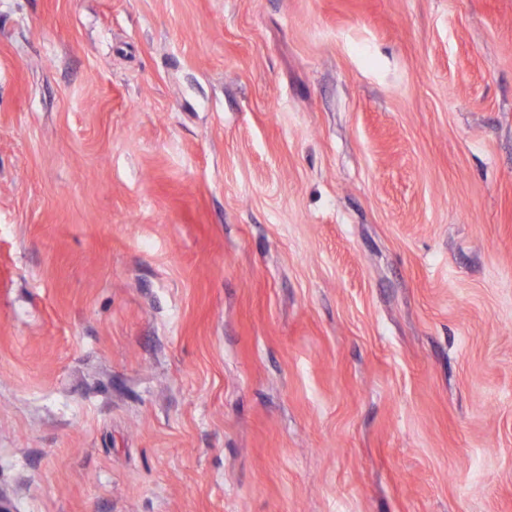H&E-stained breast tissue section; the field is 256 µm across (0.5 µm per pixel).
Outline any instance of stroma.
<instances>
[{"label": "stroma", "instance_id": "1", "mask_svg": "<svg viewBox=\"0 0 512 512\" xmlns=\"http://www.w3.org/2000/svg\"><path fill=\"white\" fill-rule=\"evenodd\" d=\"M11 512H512V0H0Z\"/></svg>", "mask_w": 512, "mask_h": 512}]
</instances>
